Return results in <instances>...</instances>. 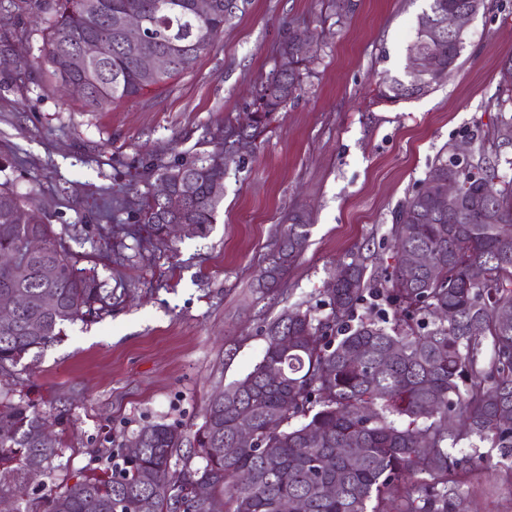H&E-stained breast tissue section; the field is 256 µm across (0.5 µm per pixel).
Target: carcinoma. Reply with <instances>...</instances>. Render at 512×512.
Returning <instances> with one entry per match:
<instances>
[{
    "label": "carcinoma",
    "mask_w": 512,
    "mask_h": 512,
    "mask_svg": "<svg viewBox=\"0 0 512 512\" xmlns=\"http://www.w3.org/2000/svg\"><path fill=\"white\" fill-rule=\"evenodd\" d=\"M465 0H431L418 18L414 39L448 8ZM207 12L196 0H29L52 13L43 57L58 83L83 87L86 106L97 109L167 86L192 70L209 50L237 8L233 0H209ZM133 14L147 34L139 47L112 31L113 18ZM90 42L100 55L80 66L74 59ZM463 40L448 42L439 64L458 61ZM159 52L172 66L144 74L139 55ZM288 70L273 69L255 104L254 124L239 132L255 139L273 116L301 90L306 64L293 60L292 46L281 44ZM405 97L399 78L384 81L378 98L396 103ZM161 179L181 172L195 182L185 207L166 210L151 193L140 197L139 226L115 224L113 263L142 254V234L166 244L169 224H193L198 233L216 223L221 196L210 186L225 171L210 157L169 165L146 163ZM461 216L435 208L418 189L393 213L388 239L393 263L371 266L354 259L336 269L337 287L326 289L330 311L286 309L265 325L266 347L243 378L224 389V402L209 400L195 433L199 463H172L184 442L182 430L157 423L132 437L140 446L131 464L106 476L77 479L49 497V512H282L285 500L302 499L305 512H380L389 500L396 512H458L462 462L449 449L476 436L496 448H512V326L497 317L512 310V179L498 173L497 161L482 158L477 171L457 169ZM308 216L289 214L273 250L259 271V294L274 291L308 243ZM39 238L44 251L29 255L27 242ZM135 242L124 243V238ZM132 249L134 254L126 251ZM0 251L17 256L0 267V298L21 294L27 304L10 324L0 323V381L23 383L17 366L31 351L63 334L64 326L85 322L106 310L112 290L94 272L77 267V257L39 215L35 200L0 183ZM423 253L434 271L406 265L403 255ZM493 357L478 362L482 341ZM288 341V351L278 342ZM248 418L253 444L227 456L235 422ZM49 418L23 396L0 391V498L25 512L28 465L56 469L59 441L44 435ZM354 443L355 457L336 454ZM333 457L332 468L322 461ZM326 484L339 488L335 497ZM199 485L208 495L196 499Z\"/></svg>",
    "instance_id": "cac0c4a2"
}]
</instances>
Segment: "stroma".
Returning a JSON list of instances; mask_svg holds the SVG:
<instances>
[{
    "mask_svg": "<svg viewBox=\"0 0 512 512\" xmlns=\"http://www.w3.org/2000/svg\"><path fill=\"white\" fill-rule=\"evenodd\" d=\"M430 0H239L234 18L194 69L163 90L92 109L62 91L42 57L46 25L35 11H0L13 61L0 67V183L34 194L44 221L82 268L112 290L101 318L67 326L23 360V392L61 442L54 477H34L29 512H46L52 485L122 463L126 440L159 422L186 435L194 455L206 401L243 378L265 348L262 326L284 309L327 312L325 288L341 261L390 257L394 211L420 186L437 154L464 148L500 159L512 177V144L496 135L512 114L501 66L512 58V0H487L466 29L459 66L427 93L379 103V83L403 77L408 48ZM313 55L300 95L242 147L224 177L216 224L180 233L148 260L119 267L102 239L108 224L135 223L153 182L144 164L212 152L218 125L239 122L291 33ZM308 214V246L272 293L253 282L289 213ZM460 512H512L500 449L471 438Z\"/></svg>",
    "mask_w": 512,
    "mask_h": 512,
    "instance_id": "35a3bbf8",
    "label": "stroma"
}]
</instances>
